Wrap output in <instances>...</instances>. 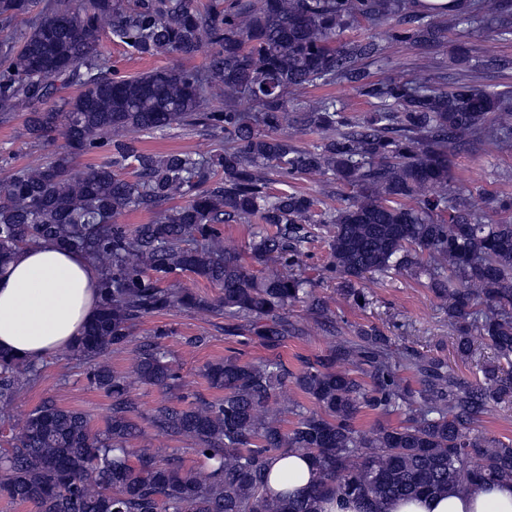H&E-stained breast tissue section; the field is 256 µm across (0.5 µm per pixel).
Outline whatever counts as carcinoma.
Here are the masks:
<instances>
[{
	"label": "carcinoma",
	"mask_w": 512,
	"mask_h": 512,
	"mask_svg": "<svg viewBox=\"0 0 512 512\" xmlns=\"http://www.w3.org/2000/svg\"><path fill=\"white\" fill-rule=\"evenodd\" d=\"M29 14L24 32L0 39V115L26 108L30 139L60 132L68 149L0 183V266L20 246L51 240L99 267L98 313L69 352L87 361L90 384L112 398V416L94 433L78 410L49 401L34 408L0 442V498L34 512H317L332 491L381 512L396 497L512 480V440L489 442L477 430L490 404L512 398V224L482 220L450 188V158L462 146L508 142L512 91L466 82L447 90L422 70L368 82L383 39H341L364 20L389 25L390 42L429 50L467 18L406 14L402 0H216L206 12L194 0H0V31ZM476 19L492 40L511 38L512 0H479ZM105 32L140 55L204 53L206 62L113 77L98 50ZM344 82L374 100L370 116L353 120L332 97L301 100L311 86ZM59 84L75 94L45 106ZM218 100L224 107H213ZM243 101L254 110L241 111ZM198 125L224 133V149L153 155L133 145L135 134ZM289 129L327 137L306 149ZM104 146L112 157L75 168L77 156ZM129 167L139 179L121 176ZM274 172L329 174L354 193L319 209L305 194L272 192ZM137 209L152 221L132 233L115 223ZM254 216L276 228L250 244L251 258L266 266L262 277L221 244L216 228ZM312 237L324 239L326 273L343 280L356 303L369 275L426 279L448 311L458 351H469L476 336L493 349L482 381H464L442 360L397 353L375 329L341 339L291 377L277 359L227 355L203 369L222 398L161 403L151 415L159 434L193 442L202 468L186 472L177 457L162 462L150 448L129 447L137 436L134 387L176 393L183 384L162 332L124 373L112 370L109 349L128 343L141 318L174 307L222 309L250 323L262 343H279L294 331L288 306L308 302L313 319L324 317L302 271L301 245ZM186 272L222 296L209 302L161 286ZM36 371L0 352V415ZM290 383L312 406L281 397ZM364 408L405 418L363 430L355 421ZM288 452L308 456L319 474L302 499L266 488L269 461Z\"/></svg>",
	"instance_id": "obj_1"
}]
</instances>
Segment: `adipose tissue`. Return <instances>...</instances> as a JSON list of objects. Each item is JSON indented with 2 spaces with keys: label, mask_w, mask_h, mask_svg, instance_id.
<instances>
[{
  "label": "adipose tissue",
  "mask_w": 512,
  "mask_h": 512,
  "mask_svg": "<svg viewBox=\"0 0 512 512\" xmlns=\"http://www.w3.org/2000/svg\"><path fill=\"white\" fill-rule=\"evenodd\" d=\"M101 273L84 255L44 242L20 250L0 271V351L39 361L71 347L96 315ZM268 484L303 497L315 479L310 460L282 454L267 466ZM384 512H512V482L468 493L395 498Z\"/></svg>",
  "instance_id": "1"
}]
</instances>
